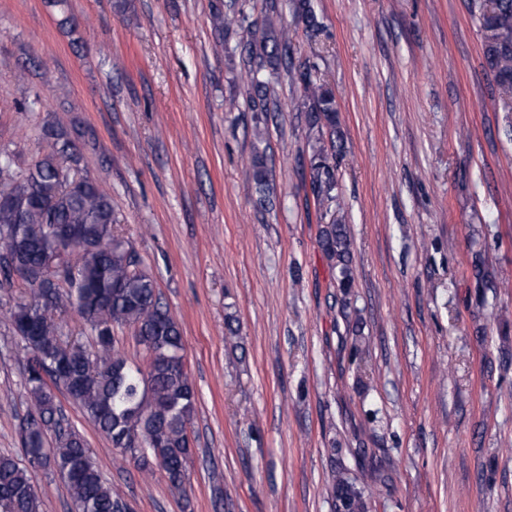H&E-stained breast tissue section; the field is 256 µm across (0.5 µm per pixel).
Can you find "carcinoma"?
Segmentation results:
<instances>
[{
	"instance_id": "1",
	"label": "carcinoma",
	"mask_w": 512,
	"mask_h": 512,
	"mask_svg": "<svg viewBox=\"0 0 512 512\" xmlns=\"http://www.w3.org/2000/svg\"><path fill=\"white\" fill-rule=\"evenodd\" d=\"M295 16L315 32L320 22L309 0H292ZM468 8L481 34L483 67L493 82L491 100L512 111V0H469ZM247 30H259L248 62L255 65L248 97L255 113L254 135H265L270 80L259 78L284 68L303 85L299 104L311 133L308 167L311 190L320 217L319 244L336 269V288L343 305L353 288L351 239L346 224L331 208L341 191L336 177L342 150L336 96L311 79L309 58L294 57V45L280 22L276 0L264 15L238 19ZM50 150L25 168L14 156L0 153V288L20 280L27 297L11 312V324L22 342L27 363L23 387L31 409L22 420L20 440L27 464L0 454V512H40L41 500L31 471L48 469L65 483L74 512H130V505L112 490L92 462L84 439L62 425L63 415L49 388H62L107 437L112 448L138 461L143 472L158 464L172 487L181 488L193 455L189 429L197 396L185 368L182 331L161 301L155 281L143 267L132 241L116 228L108 193L94 180L73 172L76 145L61 127L45 131ZM249 178L255 188L254 206L269 212L275 197L265 151L255 150ZM57 224L85 227L77 244L59 242ZM31 267L46 269L52 280L44 288L25 276ZM69 306L92 332V344L62 338L55 322L58 309ZM134 329L148 357L147 369L128 362L116 350L114 330ZM335 510L364 512L363 491L345 474L333 485Z\"/></svg>"
}]
</instances>
